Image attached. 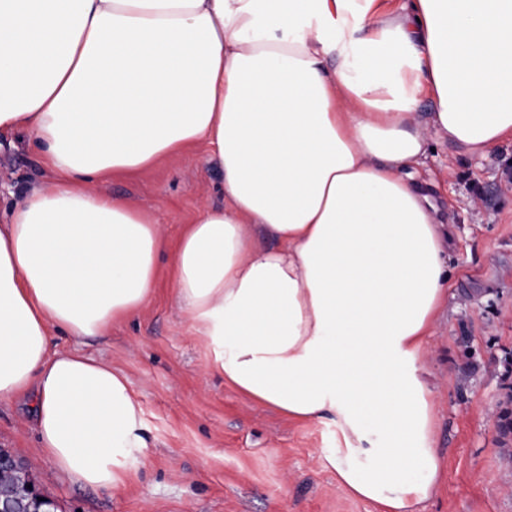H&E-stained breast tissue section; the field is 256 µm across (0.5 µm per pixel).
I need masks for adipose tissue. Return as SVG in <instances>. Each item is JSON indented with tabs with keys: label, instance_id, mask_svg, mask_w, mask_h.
<instances>
[{
	"label": "adipose tissue",
	"instance_id": "adipose-tissue-1",
	"mask_svg": "<svg viewBox=\"0 0 512 512\" xmlns=\"http://www.w3.org/2000/svg\"><path fill=\"white\" fill-rule=\"evenodd\" d=\"M425 96L466 154L512 137V0H0V134L24 132L54 175L0 224V401L28 396L69 480L125 486L144 409L112 365L50 353L51 333L137 314L165 250L149 212L89 185L203 142L224 205L188 225L171 276L216 370L336 423L353 496L421 512L442 469L418 361L451 275L413 175Z\"/></svg>",
	"mask_w": 512,
	"mask_h": 512
}]
</instances>
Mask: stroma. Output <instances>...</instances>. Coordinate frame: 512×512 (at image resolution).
Returning <instances> with one entry per match:
<instances>
[{
    "label": "stroma",
    "instance_id": "1",
    "mask_svg": "<svg viewBox=\"0 0 512 512\" xmlns=\"http://www.w3.org/2000/svg\"><path fill=\"white\" fill-rule=\"evenodd\" d=\"M418 180L453 225L448 297L421 364L433 394L442 480L424 512H512V139L490 156L436 144ZM24 133L0 146V209L50 182ZM205 146L97 180L96 190L147 210L168 245L206 208L223 205ZM169 255L158 287L106 336L54 332L51 351H79L123 371L144 408L146 455L126 487L70 482L38 446L24 403L0 402V448L22 463L55 512H377L336 480L342 447L331 421L296 422L224 382L207 337L177 303Z\"/></svg>",
    "mask_w": 512,
    "mask_h": 512
}]
</instances>
